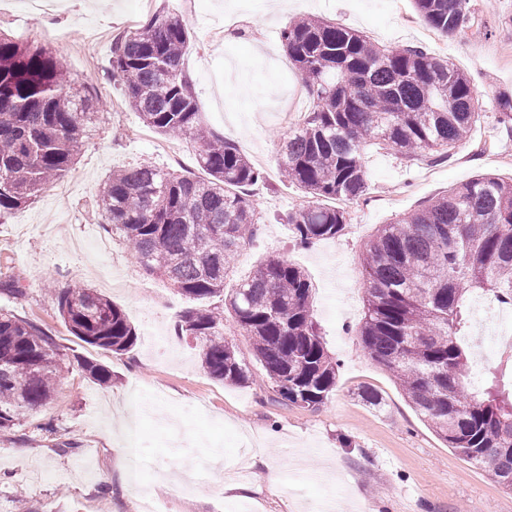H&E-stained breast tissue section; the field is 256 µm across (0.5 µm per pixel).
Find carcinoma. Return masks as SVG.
I'll return each mask as SVG.
<instances>
[{"instance_id":"carcinoma-1","label":"carcinoma","mask_w":512,"mask_h":512,"mask_svg":"<svg viewBox=\"0 0 512 512\" xmlns=\"http://www.w3.org/2000/svg\"><path fill=\"white\" fill-rule=\"evenodd\" d=\"M414 7L441 34L472 23L467 0H414ZM188 41L182 18L154 14L112 43V70L147 127L199 145L196 162L206 177L149 165L115 170L99 207L147 272L197 302L180 315L178 332L196 342L212 378L240 386L251 377L224 338L229 317L250 338L273 390L290 404L318 407L336 388V362L315 328L305 272L270 256L224 293L232 261L262 223L245 187L265 176L205 127L182 69ZM281 41L312 100L279 161L285 180L312 198L287 216L299 246L345 230L348 212L323 200L365 195L366 146L441 160L481 120L469 76L422 47L385 49L311 16L289 21ZM92 107V89L70 79L62 57L0 34V215L31 203L67 171L96 117ZM362 263L365 350L448 447L512 491V353L479 385L467 375L469 299L481 294L512 306V181L479 174L448 190L384 225ZM55 300L81 341L116 354L135 346V328L103 295L68 287ZM83 368L101 385L112 382L101 364ZM61 372L40 326L0 313V430L49 400Z\"/></svg>"}]
</instances>
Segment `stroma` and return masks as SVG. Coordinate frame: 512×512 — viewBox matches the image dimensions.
Returning <instances> with one entry per match:
<instances>
[{
	"label": "stroma",
	"instance_id": "1",
	"mask_svg": "<svg viewBox=\"0 0 512 512\" xmlns=\"http://www.w3.org/2000/svg\"><path fill=\"white\" fill-rule=\"evenodd\" d=\"M268 0H59L33 17L24 0H0V33L63 56L73 78L93 87L98 120L86 129L74 165L30 205L0 217V283L20 278L23 292H0V310L38 323L65 355L51 400L0 430V512H139L143 494L161 512H512V492L457 455L417 415L389 371L363 348L362 254L382 227L480 173L512 179V137L498 123L499 93H512V0H470L473 25L448 36L431 29L412 0H290L277 14ZM184 17L190 40L182 67L202 120L264 171L250 191L264 222L235 259L228 286L252 275L271 254L308 274L311 309L336 360V389L316 409L281 400L254 362L248 336L232 322L224 335L252 380L229 386L202 368L177 324L187 300L147 274L104 228L97 192L112 170L149 164L197 171L196 143L169 139L126 107L112 74V42L155 13ZM319 16L379 44L423 46L468 74L483 114L471 139L443 161H410L390 150H365L368 190L346 203L343 235L296 247L284 220L307 205L283 180L278 158L291 113L309 101L283 100L270 112L264 87L302 90L280 31L293 18ZM96 289L135 326L134 348L115 354L75 337L47 286ZM112 373L97 384L84 362ZM374 391L379 405L363 398ZM137 432L136 446L127 435ZM220 450L225 474L247 484L243 498L213 495L208 484L185 492V454L206 465ZM281 472L270 489L266 466Z\"/></svg>",
	"mask_w": 512,
	"mask_h": 512
}]
</instances>
